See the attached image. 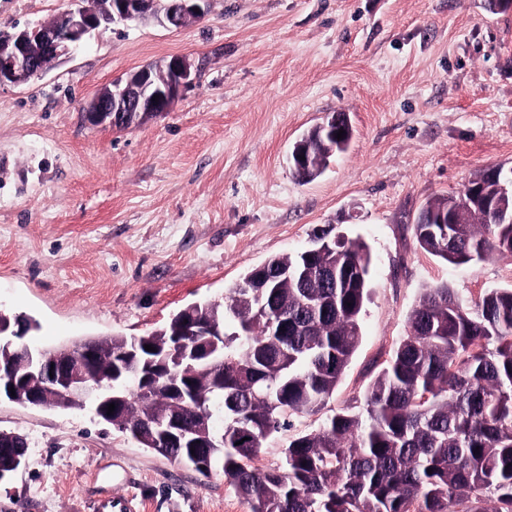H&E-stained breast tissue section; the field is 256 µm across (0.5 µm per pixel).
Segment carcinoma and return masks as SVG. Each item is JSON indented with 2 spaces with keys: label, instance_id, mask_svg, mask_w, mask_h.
Returning <instances> with one entry per match:
<instances>
[{
  "label": "carcinoma",
  "instance_id": "1",
  "mask_svg": "<svg viewBox=\"0 0 512 512\" xmlns=\"http://www.w3.org/2000/svg\"><path fill=\"white\" fill-rule=\"evenodd\" d=\"M454 214V224L431 225L435 234L414 225L422 249L454 265L512 254V226L495 223L493 212ZM445 228L457 238L452 252ZM277 263L301 269L274 279ZM369 270L366 244L342 236L333 252L306 261L287 254L244 274L270 279L261 313L238 283L221 302L182 309L147 344L162 351L204 324L224 331V347L196 346L203 364L192 368L159 358L146 365L150 352L141 350L136 373L116 383L128 403L115 407L112 424L161 454L151 422L182 419L200 444L173 445L169 458L222 472L251 512H512V287L471 300L446 284L423 289L364 404L291 437L281 465L254 466L267 439L292 417L318 413L335 391L362 341ZM272 321L285 335H272ZM127 341L101 340L91 380Z\"/></svg>",
  "mask_w": 512,
  "mask_h": 512
}]
</instances>
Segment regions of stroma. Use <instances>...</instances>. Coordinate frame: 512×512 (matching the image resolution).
<instances>
[{
  "mask_svg": "<svg viewBox=\"0 0 512 512\" xmlns=\"http://www.w3.org/2000/svg\"><path fill=\"white\" fill-rule=\"evenodd\" d=\"M68 0H0V30L52 21ZM183 55L197 73L163 116L90 125L98 89ZM343 112L348 150L303 183L294 143ZM512 167V11L488 0H210L179 29L95 31L73 57L0 89V310L35 318L25 341L62 348L144 336L180 309L222 299L267 259L321 232L366 243L363 339L317 429L368 387L406 334L423 288L460 296L512 285V255L452 265L414 220L482 170ZM25 435L0 512H249L221 472L203 476L99 422L92 408L0 402Z\"/></svg>",
  "mask_w": 512,
  "mask_h": 512,
  "instance_id": "1",
  "label": "stroma"
}]
</instances>
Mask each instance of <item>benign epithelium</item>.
Here are the masks:
<instances>
[{
	"label": "benign epithelium",
	"mask_w": 512,
	"mask_h": 512,
	"mask_svg": "<svg viewBox=\"0 0 512 512\" xmlns=\"http://www.w3.org/2000/svg\"><path fill=\"white\" fill-rule=\"evenodd\" d=\"M74 7L59 13L53 21L18 29L0 31V87L20 86L42 76L70 58L75 50L101 27L114 24L152 23L163 28H181L205 16L209 0H72ZM195 78L192 63L184 56H172L149 63L123 81L98 90L85 110L93 126H123L136 115L161 116L168 112L181 92ZM158 101H153V96ZM348 116L333 113L318 124L325 140L337 139V132L347 130ZM23 333L0 325V357L14 360L18 355L27 369L23 383L16 382L11 369L0 366V398L11 401L9 388H26L28 404L42 406L53 396L87 400L96 415L107 414L108 404L116 399L112 384L89 383L86 368L98 357L96 342L85 340L47 354L21 343ZM143 342L136 339L124 352L111 358L113 368L126 369L131 356ZM153 431L164 446L173 441L192 440L195 434L180 423L162 418Z\"/></svg>",
	"instance_id": "benign-epithelium-1"
}]
</instances>
